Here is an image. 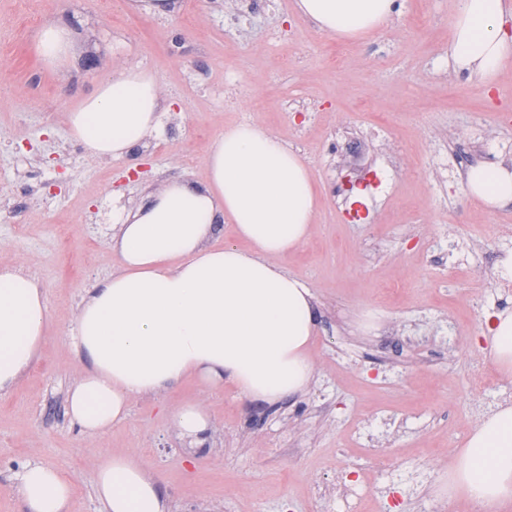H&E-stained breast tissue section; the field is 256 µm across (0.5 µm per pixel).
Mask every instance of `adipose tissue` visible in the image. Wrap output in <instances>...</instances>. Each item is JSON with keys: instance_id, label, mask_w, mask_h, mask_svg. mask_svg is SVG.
Instances as JSON below:
<instances>
[{"instance_id": "adipose-tissue-1", "label": "adipose tissue", "mask_w": 512, "mask_h": 512, "mask_svg": "<svg viewBox=\"0 0 512 512\" xmlns=\"http://www.w3.org/2000/svg\"><path fill=\"white\" fill-rule=\"evenodd\" d=\"M296 10L319 30L356 41L392 18L395 0H296ZM511 22L512 0H458L455 71L491 86L512 62ZM165 110L156 75L128 66L101 78L68 125L88 155L116 160L160 132ZM205 165L204 183L167 182L146 204L116 215L119 269L82 299L73 329L87 369L68 414L85 434L125 420L133 398L160 395L189 375L264 403L303 393L312 380L314 294L282 264L311 235L317 191L309 164L277 135L244 122L212 140ZM466 190L490 209L512 203V166H471ZM226 224L235 243L213 245ZM48 325L40 283L0 266L1 394L35 362ZM488 331L492 362L511 374L512 312L494 314ZM13 480L24 512H69L73 485L58 470L30 462ZM447 489L476 512H512V405L470 433ZM95 492L102 512H170L158 480L127 454L99 458Z\"/></svg>"}]
</instances>
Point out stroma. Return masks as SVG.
I'll use <instances>...</instances> for the list:
<instances>
[{
    "mask_svg": "<svg viewBox=\"0 0 512 512\" xmlns=\"http://www.w3.org/2000/svg\"><path fill=\"white\" fill-rule=\"evenodd\" d=\"M373 35L347 44L299 15L295 0L236 17L222 0H177L174 16L125 0H0V264L43 287L50 327L39 358L0 396V512H22L10 478L28 462L62 471L71 512H101L95 465L143 461L171 512H314L319 488L372 473L365 512H426L469 432L512 402V374L486 350L503 306L501 258L512 204L489 210L464 189L468 162L512 161V65L484 88L442 61L456 0H404ZM64 20L69 58L48 67L36 31ZM155 72L170 105L161 137L128 159L89 156L68 114L112 71ZM237 85L224 97V76ZM254 122L305 157L319 193L310 239L283 262L312 289L319 333L306 394L260 403L232 385L189 377L133 399L128 419L94 437L67 414L82 365L71 341L77 305L119 268L112 212L173 179L205 178L210 140ZM371 133L356 156L329 146ZM42 186L22 221L11 192ZM201 405L211 429L189 446L173 412ZM383 437L385 465L351 443L355 426Z\"/></svg>",
    "mask_w": 512,
    "mask_h": 512,
    "instance_id": "1",
    "label": "stroma"
}]
</instances>
